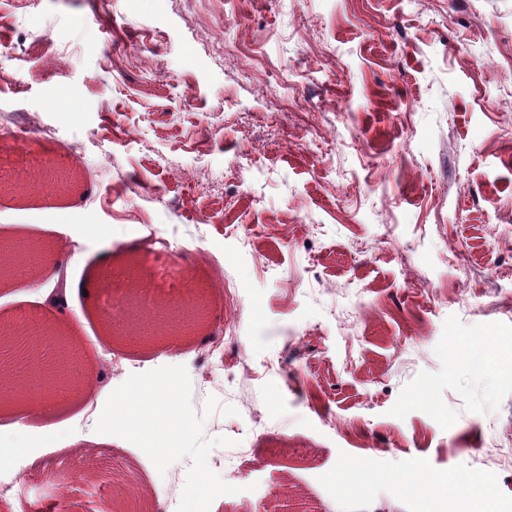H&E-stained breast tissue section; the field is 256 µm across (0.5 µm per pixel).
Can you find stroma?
<instances>
[{
    "instance_id": "obj_1",
    "label": "stroma",
    "mask_w": 512,
    "mask_h": 512,
    "mask_svg": "<svg viewBox=\"0 0 512 512\" xmlns=\"http://www.w3.org/2000/svg\"><path fill=\"white\" fill-rule=\"evenodd\" d=\"M1 74L0 240L56 249L79 289L58 310L53 268L0 285V322L71 343L67 396L26 418L31 471L68 487L0 512H114L116 471L171 512L190 459L159 474L86 412L167 365L242 444L210 512H415L337 482L360 464L484 480L512 512V0H0ZM138 278L144 316L193 291L208 324L140 337ZM220 332L234 365L199 388Z\"/></svg>"
}]
</instances>
